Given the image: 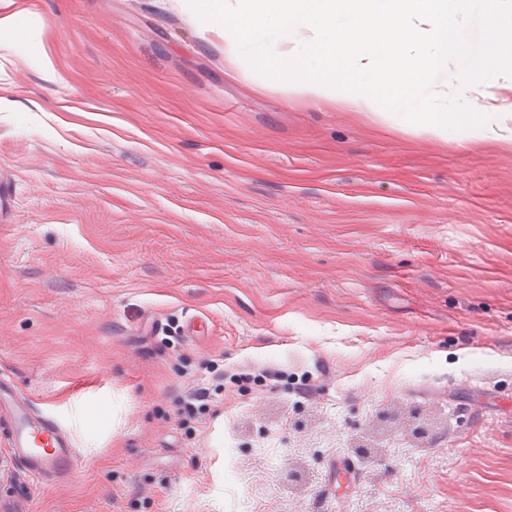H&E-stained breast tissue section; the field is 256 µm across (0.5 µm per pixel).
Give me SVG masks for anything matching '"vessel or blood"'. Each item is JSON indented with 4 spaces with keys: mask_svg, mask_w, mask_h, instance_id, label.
Returning <instances> with one entry per match:
<instances>
[{
    "mask_svg": "<svg viewBox=\"0 0 512 512\" xmlns=\"http://www.w3.org/2000/svg\"><path fill=\"white\" fill-rule=\"evenodd\" d=\"M0 396L8 400L11 446L19 460L41 476L71 470L74 450L68 432L30 401L13 399L11 386L3 378Z\"/></svg>",
    "mask_w": 512,
    "mask_h": 512,
    "instance_id": "b4317fda",
    "label": "vessel or blood"
}]
</instances>
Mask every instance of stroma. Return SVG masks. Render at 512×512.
<instances>
[{
	"label": "stroma",
	"mask_w": 512,
	"mask_h": 512,
	"mask_svg": "<svg viewBox=\"0 0 512 512\" xmlns=\"http://www.w3.org/2000/svg\"><path fill=\"white\" fill-rule=\"evenodd\" d=\"M15 9L0 376L75 464L0 428V512H512V142L288 93L173 0ZM468 102L512 128V76ZM385 410L450 419L357 465ZM1 395L9 398L4 408L11 424V447L19 460L39 476L71 470L74 450L69 433L30 401L16 400L5 378H0Z\"/></svg>",
	"instance_id": "stroma-1"
}]
</instances>
